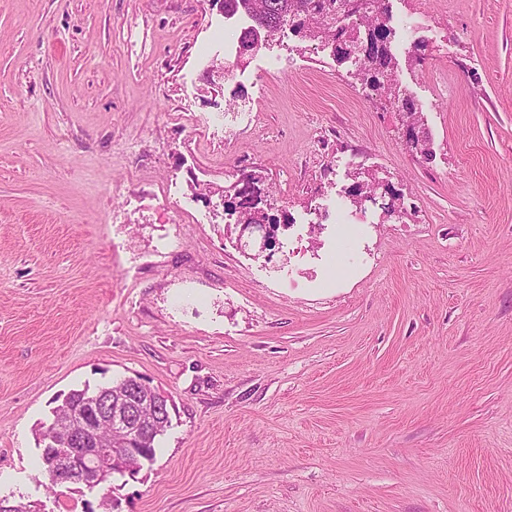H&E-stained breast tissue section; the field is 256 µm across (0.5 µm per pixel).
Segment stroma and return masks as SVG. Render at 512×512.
<instances>
[{"mask_svg":"<svg viewBox=\"0 0 512 512\" xmlns=\"http://www.w3.org/2000/svg\"><path fill=\"white\" fill-rule=\"evenodd\" d=\"M388 9L413 24L392 48L424 159L320 42L284 33L217 78L215 0H0V496L512 512V0ZM241 103L225 136L215 109ZM367 170L401 213L350 201ZM250 172L289 220L269 259L227 212ZM124 376L168 399L155 462L105 505L48 490L56 398Z\"/></svg>","mask_w":512,"mask_h":512,"instance_id":"obj_1","label":"stroma"}]
</instances>
